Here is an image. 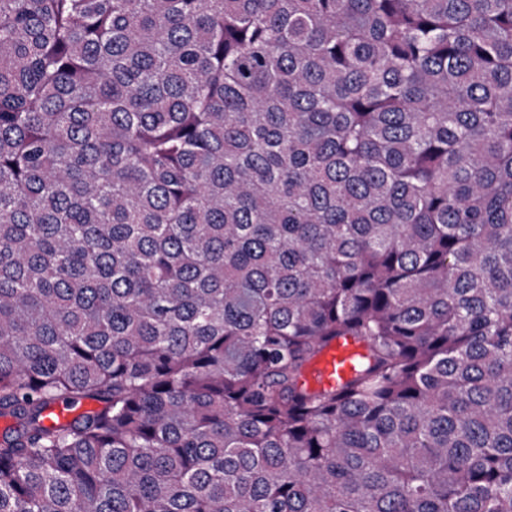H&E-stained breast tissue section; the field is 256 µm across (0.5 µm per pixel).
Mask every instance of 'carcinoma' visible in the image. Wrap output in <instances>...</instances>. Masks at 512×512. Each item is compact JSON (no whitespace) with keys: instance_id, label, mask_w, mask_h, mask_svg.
Listing matches in <instances>:
<instances>
[{"instance_id":"obj_1","label":"carcinoma","mask_w":512,"mask_h":512,"mask_svg":"<svg viewBox=\"0 0 512 512\" xmlns=\"http://www.w3.org/2000/svg\"><path fill=\"white\" fill-rule=\"evenodd\" d=\"M0 417V512H512V0H0ZM365 355V346L351 338L333 341L307 367L303 382L312 390L338 387L351 378Z\"/></svg>"}]
</instances>
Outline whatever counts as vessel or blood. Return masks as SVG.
<instances>
[{
    "label": "vessel or blood",
    "mask_w": 512,
    "mask_h": 512,
    "mask_svg": "<svg viewBox=\"0 0 512 512\" xmlns=\"http://www.w3.org/2000/svg\"><path fill=\"white\" fill-rule=\"evenodd\" d=\"M365 354V346L353 339L333 341L307 367L303 382L312 390L340 386L351 378Z\"/></svg>",
    "instance_id": "obj_1"
}]
</instances>
